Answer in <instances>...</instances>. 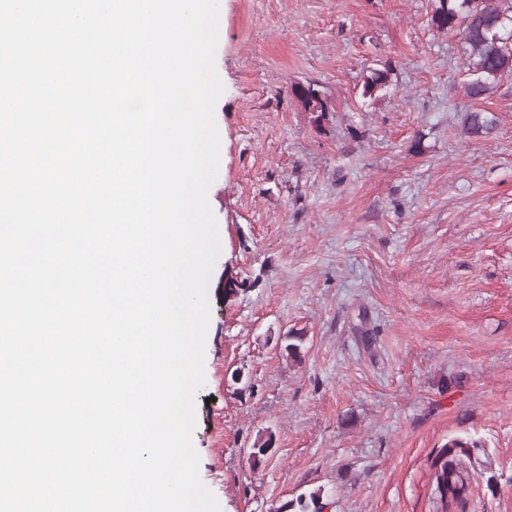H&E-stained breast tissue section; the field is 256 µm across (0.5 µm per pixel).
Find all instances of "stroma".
<instances>
[{
    "instance_id": "stroma-1",
    "label": "stroma",
    "mask_w": 512,
    "mask_h": 512,
    "mask_svg": "<svg viewBox=\"0 0 512 512\" xmlns=\"http://www.w3.org/2000/svg\"><path fill=\"white\" fill-rule=\"evenodd\" d=\"M437 4L220 2L224 249L193 441L221 512L313 491L323 512H436L456 437L482 443L466 512H512V77L468 97ZM309 85L325 117L293 92ZM474 111L492 134L465 135Z\"/></svg>"
}]
</instances>
